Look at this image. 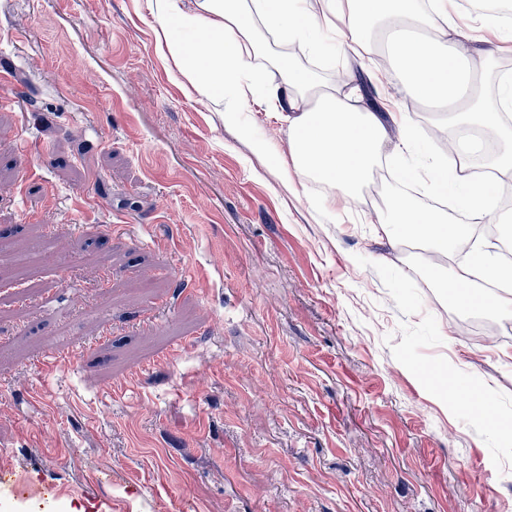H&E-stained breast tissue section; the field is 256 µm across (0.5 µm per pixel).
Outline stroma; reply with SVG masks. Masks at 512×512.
Instances as JSON below:
<instances>
[{
	"label": "stroma",
	"instance_id": "1",
	"mask_svg": "<svg viewBox=\"0 0 512 512\" xmlns=\"http://www.w3.org/2000/svg\"><path fill=\"white\" fill-rule=\"evenodd\" d=\"M156 14L0 0V469L62 488L53 512L170 490L184 512H512V316L464 337L447 289L402 296L384 204L284 175L287 121L179 79ZM379 78L432 129L396 66ZM165 264L188 280L147 277Z\"/></svg>",
	"mask_w": 512,
	"mask_h": 512
}]
</instances>
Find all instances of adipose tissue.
I'll return each mask as SVG.
<instances>
[{
	"label": "adipose tissue",
	"mask_w": 512,
	"mask_h": 512,
	"mask_svg": "<svg viewBox=\"0 0 512 512\" xmlns=\"http://www.w3.org/2000/svg\"><path fill=\"white\" fill-rule=\"evenodd\" d=\"M163 2L161 47L193 88L218 98L228 89L242 95L263 83L258 60L278 70L281 81L267 88L266 96L273 107L288 111L292 166L306 178L337 188L346 209L359 206L362 185L384 157L398 161L402 176L421 174L423 182L443 194L449 169L480 168L479 176L461 184L469 198L465 223L396 194L388 200L383 230L399 226L406 236L421 240L437 259L430 272L438 280L451 276L463 309L512 311L511 289L489 301L482 296L480 282L512 278V269L495 262L489 251L477 250L472 264L448 272L442 266L470 239L472 225L499 221L483 174L512 172V126L503 122L512 113V79H497L490 94L483 85L496 61L512 51V26H504L493 13L478 15L475 28L493 36L464 47L456 38L458 0H321L316 13L307 9L306 0H198L190 11L181 8L180 0ZM381 35L391 61L410 77L408 96L419 104L444 106L440 120L445 124L492 133L494 149L458 141L449 162L433 159L417 169L406 161L412 138L405 135L391 143L374 112L353 105L345 95V87L358 81L357 73L339 70L335 85L328 86L286 53L298 41L317 51L344 39L356 53L367 54L381 44Z\"/></svg>",
	"instance_id": "1"
}]
</instances>
